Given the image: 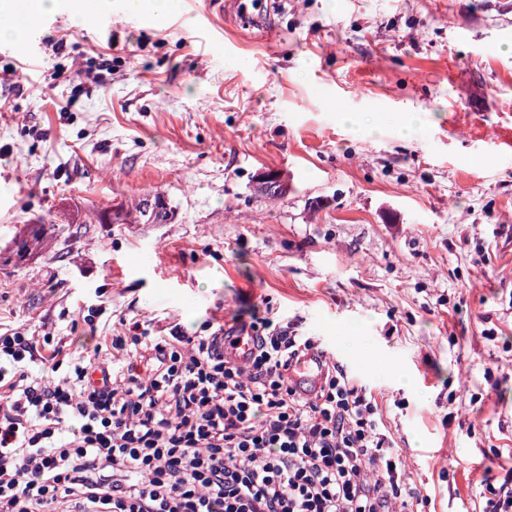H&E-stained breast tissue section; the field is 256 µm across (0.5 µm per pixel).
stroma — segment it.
<instances>
[{"instance_id":"35a3bbf8","label":"stroma","mask_w":512,"mask_h":512,"mask_svg":"<svg viewBox=\"0 0 512 512\" xmlns=\"http://www.w3.org/2000/svg\"><path fill=\"white\" fill-rule=\"evenodd\" d=\"M37 26L0 41V334L89 352L134 317L280 320L375 395L413 512H488L486 476L512 469V0L250 22L112 0ZM270 170L277 202L254 189ZM155 190L169 223L77 221ZM39 217L54 239L17 251ZM181 7V0H124L126 12L132 15L171 16Z\"/></svg>"}]
</instances>
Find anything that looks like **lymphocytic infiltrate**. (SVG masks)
Wrapping results in <instances>:
<instances>
[{
  "label": "lymphocytic infiltrate",
  "mask_w": 512,
  "mask_h": 512,
  "mask_svg": "<svg viewBox=\"0 0 512 512\" xmlns=\"http://www.w3.org/2000/svg\"><path fill=\"white\" fill-rule=\"evenodd\" d=\"M245 363L224 331L133 321L93 352L0 335V512H393L415 496L373 394L265 317ZM324 358L309 354L289 369L291 386L302 396L314 398L322 385Z\"/></svg>",
  "instance_id": "f902f5d3"
}]
</instances>
